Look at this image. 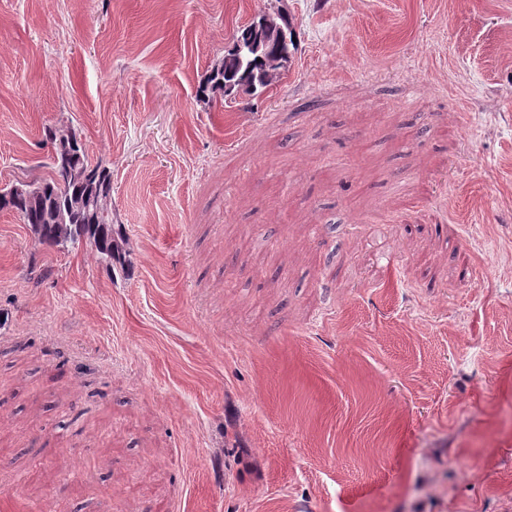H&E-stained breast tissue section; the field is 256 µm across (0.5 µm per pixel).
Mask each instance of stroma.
I'll list each match as a JSON object with an SVG mask.
<instances>
[{
    "label": "stroma",
    "instance_id": "1",
    "mask_svg": "<svg viewBox=\"0 0 512 512\" xmlns=\"http://www.w3.org/2000/svg\"><path fill=\"white\" fill-rule=\"evenodd\" d=\"M71 131L132 266L0 211V512H512V0H0V189ZM250 27L251 23L239 28L232 44L243 34L246 37L247 32L252 35ZM286 37L287 34L283 33V38ZM283 38L279 37L277 29L270 28L254 50L235 53L231 44L224 50V59L211 71L201 92L218 90L224 93V97H228L225 91L231 89L233 98L240 94L251 97L262 95L281 80L293 62L297 51L296 42L286 43Z\"/></svg>",
    "mask_w": 512,
    "mask_h": 512
}]
</instances>
